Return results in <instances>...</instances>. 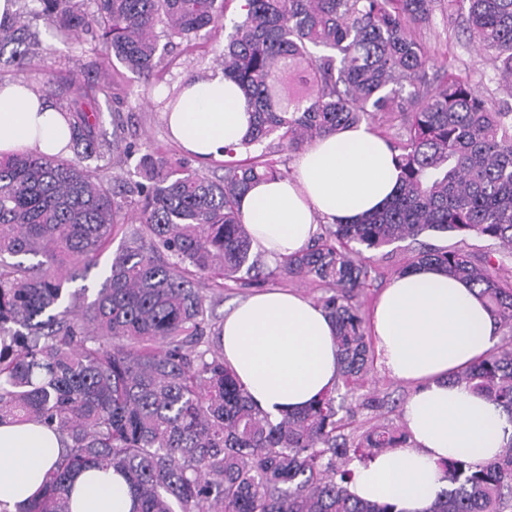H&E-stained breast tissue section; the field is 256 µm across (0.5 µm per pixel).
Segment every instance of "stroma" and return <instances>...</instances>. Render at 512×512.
<instances>
[{
  "instance_id": "stroma-1",
  "label": "stroma",
  "mask_w": 512,
  "mask_h": 512,
  "mask_svg": "<svg viewBox=\"0 0 512 512\" xmlns=\"http://www.w3.org/2000/svg\"><path fill=\"white\" fill-rule=\"evenodd\" d=\"M463 19L462 12H451L448 0H435L432 21L422 30L423 39L435 63L450 64L455 73L467 80L489 103H500L506 100L507 94L494 81L492 69L484 58L478 55L475 47L467 43L462 34ZM226 35L223 29L205 31L200 37L178 43L165 51L157 67L154 84L149 89L118 61L106 59L89 36L84 35L79 41L64 44L47 35L43 38L48 48L47 53L32 58L24 67H17L9 55L0 56V83L22 80L36 87L40 84V70L47 68L52 69L57 80L63 83H93L103 79L111 82L112 98L102 107L103 137L111 139L113 128H120L124 142L134 144L136 151L135 157L121 163L115 162L109 154L102 159L103 174L113 185L133 186L138 179V157L145 153L166 156L214 179L224 173L223 160L214 159L202 164L185 155L170 140L162 112L167 94L178 91L185 79L203 71H218L217 55L224 46ZM414 249L413 243L404 241L370 252L372 273L370 285L361 297L363 310H370L382 289L411 262ZM269 285L314 301L327 294L324 286L311 279L275 278L265 283L242 278L225 281L220 288L205 286L203 293L209 308L207 335L216 334L225 314L238 301ZM411 391L409 383L390 378L379 366H372L363 386L350 400L351 406L356 409L357 424L367 427L402 426L400 407ZM366 398L379 401V408L363 407L362 401Z\"/></svg>"
}]
</instances>
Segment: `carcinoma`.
Masks as SVG:
<instances>
[{
  "instance_id": "1",
  "label": "carcinoma",
  "mask_w": 512,
  "mask_h": 512,
  "mask_svg": "<svg viewBox=\"0 0 512 512\" xmlns=\"http://www.w3.org/2000/svg\"><path fill=\"white\" fill-rule=\"evenodd\" d=\"M23 0L0 26V55L19 63L44 53L43 20L56 40L88 33L106 56L149 82L160 37L189 40L224 24L223 0ZM433 0H240L218 63L252 112L250 129L217 181L159 154H144L140 180L112 187L85 161L103 157L93 106L108 82L40 92L63 95L74 157L0 156V420H38L63 435L65 452L39 499L19 512H71L83 469L125 473L138 512H404L348 492L354 462L407 444L399 427L345 432L354 417L334 387L273 420L256 409L224 364L220 337L205 336L208 281L221 287L262 271L239 199L257 180L285 176L274 150L298 151L366 121L399 123L388 140L400 170L385 208L336 224L305 251L267 268L268 278H310L331 295L340 379L350 393L374 360L359 294L371 269L363 252L426 232L495 241L501 251L429 249V265L477 288L507 334L454 381L485 394L512 420V107H496L453 69L434 77L421 36ZM465 31L512 92V0H455ZM140 224L86 301L87 278L125 223L126 193ZM449 488L427 512H512V438L484 463H441Z\"/></svg>"
}]
</instances>
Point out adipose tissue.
I'll return each mask as SVG.
<instances>
[{"label": "adipose tissue", "mask_w": 512, "mask_h": 512, "mask_svg": "<svg viewBox=\"0 0 512 512\" xmlns=\"http://www.w3.org/2000/svg\"><path fill=\"white\" fill-rule=\"evenodd\" d=\"M168 134L198 161L238 146L251 116L235 82L220 73L184 81L178 105L163 115ZM71 130L63 109L23 82L0 83V155L67 156ZM399 170L385 141L366 126L317 140L292 175L253 184L240 213L253 246L268 263L301 253L322 224H350L394 194ZM384 371L413 384L402 420L408 444L355 464L352 496L426 512L447 488L440 460L488 461L512 438V420L484 395L451 375L487 354L498 327L464 281L421 266L395 278L371 312ZM224 362L254 405L271 418L305 408L334 387L339 360L335 328L324 309L292 292L268 289L240 301L220 328ZM64 445L54 427L37 421L0 423V508L34 502ZM72 512H136L125 476L79 473Z\"/></svg>", "instance_id": "obj_1"}]
</instances>
